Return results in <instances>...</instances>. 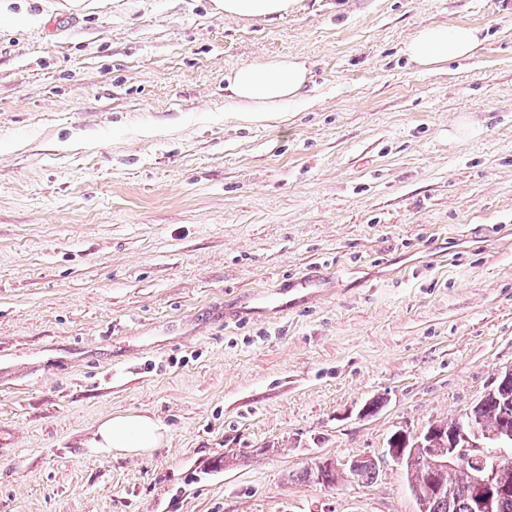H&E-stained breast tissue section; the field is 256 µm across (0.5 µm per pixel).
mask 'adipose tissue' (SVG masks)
Masks as SVG:
<instances>
[{
	"label": "adipose tissue",
	"mask_w": 512,
	"mask_h": 512,
	"mask_svg": "<svg viewBox=\"0 0 512 512\" xmlns=\"http://www.w3.org/2000/svg\"><path fill=\"white\" fill-rule=\"evenodd\" d=\"M481 43V31L470 25L420 28L405 43L403 53L421 69L472 54ZM305 64L294 57L242 65L227 78V89L238 117L260 121L269 112L295 103L307 81ZM163 426L153 417L114 415L100 423L97 447L115 453L143 454L162 445Z\"/></svg>",
	"instance_id": "adipose-tissue-1"
}]
</instances>
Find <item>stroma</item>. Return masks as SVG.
<instances>
[{"instance_id":"stroma-1","label":"stroma","mask_w":512,"mask_h":512,"mask_svg":"<svg viewBox=\"0 0 512 512\" xmlns=\"http://www.w3.org/2000/svg\"><path fill=\"white\" fill-rule=\"evenodd\" d=\"M427 25L483 42L420 70ZM285 56L299 103L232 118ZM508 368L512 0H0V512H418L388 438ZM125 413L160 448L95 447ZM319 457L379 475L294 480ZM293 5L294 0H224V14L239 18L283 16ZM308 78L305 64L295 58L242 65L227 77V90L243 121H261L269 112L295 103ZM359 461V466L357 467ZM340 469L341 467H345V469H349L351 471H347L346 475H349L350 478L356 479L357 481H361L362 483H371L376 479V469L373 466V460L372 459H366V460H357L352 459L348 460L344 463H342L340 466L337 465Z\"/></svg>"}]
</instances>
